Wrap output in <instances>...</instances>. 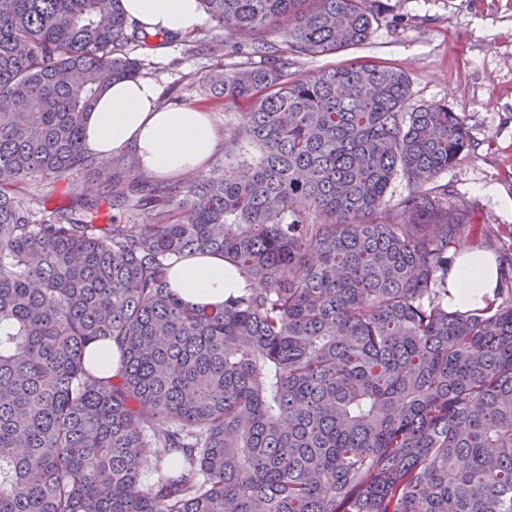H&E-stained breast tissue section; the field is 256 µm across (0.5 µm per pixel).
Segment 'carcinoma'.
I'll return each instance as SVG.
<instances>
[{
	"mask_svg": "<svg viewBox=\"0 0 512 512\" xmlns=\"http://www.w3.org/2000/svg\"><path fill=\"white\" fill-rule=\"evenodd\" d=\"M202 5L184 52L252 58L202 92L252 107L222 161L158 184L84 147L146 66L121 0H0V512H512V266L448 308L470 222L437 179L465 121L374 62L290 71L364 44L380 0ZM198 254L243 287L183 304L172 262ZM108 350H112V373H109V352ZM90 352H92L91 357L97 364L96 371L100 376H110L114 374V371L117 368V350L116 347L112 344H94L90 347Z\"/></svg>",
	"mask_w": 512,
	"mask_h": 512,
	"instance_id": "obj_1",
	"label": "carcinoma"
}]
</instances>
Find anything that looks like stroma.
I'll use <instances>...</instances> for the list:
<instances>
[{"label":"stroma","instance_id":"obj_1","mask_svg":"<svg viewBox=\"0 0 512 512\" xmlns=\"http://www.w3.org/2000/svg\"><path fill=\"white\" fill-rule=\"evenodd\" d=\"M359 48L295 58L300 76L364 57L403 71L410 104L445 103L465 119L471 145L439 183L474 222L471 247L494 249L512 234V0H385ZM142 75L159 87L169 107H192L224 124L221 101L201 95L199 83L213 59L184 55L180 44L148 37Z\"/></svg>","mask_w":512,"mask_h":512}]
</instances>
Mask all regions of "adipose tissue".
<instances>
[{"label":"adipose tissue","mask_w":512,"mask_h":512,"mask_svg":"<svg viewBox=\"0 0 512 512\" xmlns=\"http://www.w3.org/2000/svg\"><path fill=\"white\" fill-rule=\"evenodd\" d=\"M129 20L147 31L182 34L196 29L204 11L200 0H122ZM156 85L146 78L119 81L99 98L85 121L87 149L105 157L133 151L142 172L169 175L205 165L219 132L207 113L180 107L154 110ZM499 279L494 258L474 249L457 255L448 269V302L460 308L493 299ZM239 276L218 255H196L176 262L170 288L186 304L223 303L237 290Z\"/></svg>","instance_id":"1"}]
</instances>
